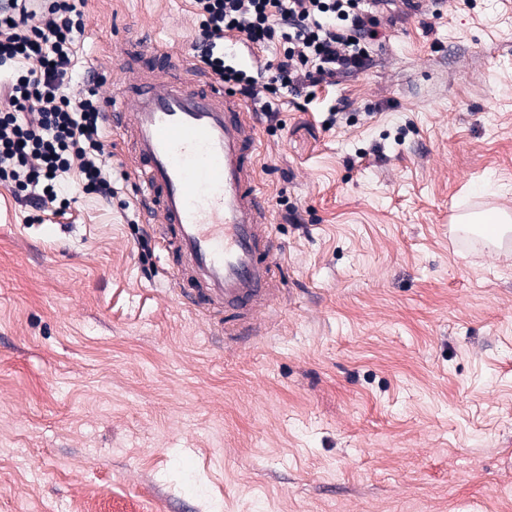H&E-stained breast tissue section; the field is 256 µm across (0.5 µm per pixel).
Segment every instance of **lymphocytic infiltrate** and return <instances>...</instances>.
Listing matches in <instances>:
<instances>
[{
	"label": "lymphocytic infiltrate",
	"instance_id": "lymphocytic-infiltrate-1",
	"mask_svg": "<svg viewBox=\"0 0 512 512\" xmlns=\"http://www.w3.org/2000/svg\"><path fill=\"white\" fill-rule=\"evenodd\" d=\"M201 18L194 50L224 82L251 92L255 78L217 54L229 33L264 46L283 40L270 85L315 86L366 66L376 31L375 0H194ZM82 33L76 0H0V68H14L0 106V183L42 186L55 196L62 174L78 169L83 193L112 198L103 169L105 117L96 89L66 92L71 48Z\"/></svg>",
	"mask_w": 512,
	"mask_h": 512
}]
</instances>
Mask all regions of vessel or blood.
I'll return each instance as SVG.
<instances>
[{
  "label": "vessel or blood",
  "instance_id": "1",
  "mask_svg": "<svg viewBox=\"0 0 512 512\" xmlns=\"http://www.w3.org/2000/svg\"><path fill=\"white\" fill-rule=\"evenodd\" d=\"M121 90L103 106L125 137L138 204L177 257L181 303L204 310L228 337L255 333L280 292L274 219L256 173L259 114L159 40L125 38L116 56Z\"/></svg>",
  "mask_w": 512,
  "mask_h": 512
}]
</instances>
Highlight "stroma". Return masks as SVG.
Listing matches in <instances>:
<instances>
[{
  "label": "stroma",
  "mask_w": 512,
  "mask_h": 512,
  "mask_svg": "<svg viewBox=\"0 0 512 512\" xmlns=\"http://www.w3.org/2000/svg\"><path fill=\"white\" fill-rule=\"evenodd\" d=\"M69 94L127 26L189 54L193 0H80ZM364 70L277 94L257 163L284 289L225 344L179 302L119 131L105 202L0 185V512H512V0H402Z\"/></svg>",
  "instance_id": "obj_1"
}]
</instances>
